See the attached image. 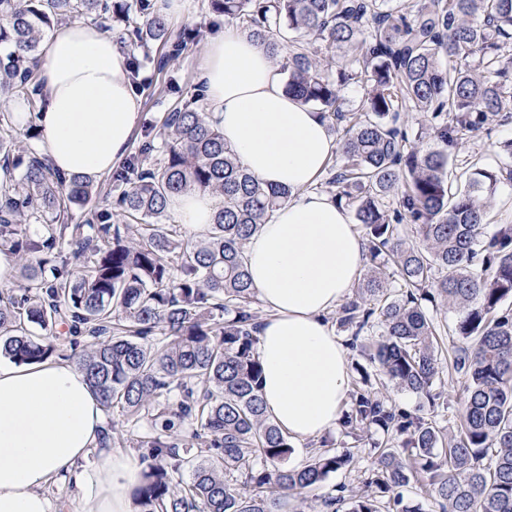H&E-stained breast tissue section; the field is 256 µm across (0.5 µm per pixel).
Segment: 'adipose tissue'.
I'll return each mask as SVG.
<instances>
[{
	"instance_id": "ef3b65f1",
	"label": "adipose tissue",
	"mask_w": 512,
	"mask_h": 512,
	"mask_svg": "<svg viewBox=\"0 0 512 512\" xmlns=\"http://www.w3.org/2000/svg\"><path fill=\"white\" fill-rule=\"evenodd\" d=\"M40 147L68 176L110 174L141 118L129 55L95 25H63L38 66ZM210 122L262 183L292 196L250 237L245 261L266 310L258 333L259 394L267 416L295 439L336 428L349 389L346 351L328 319L361 277L364 245L347 210L314 185L337 149L321 112L285 90L257 41L232 26L204 48L200 75ZM187 231L205 233L218 200L172 196ZM112 430L75 362L0 360V512H56L54 485L75 489L84 512H135L143 465L104 445Z\"/></svg>"
}]
</instances>
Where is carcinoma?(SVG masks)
Instances as JSON below:
<instances>
[{"mask_svg":"<svg viewBox=\"0 0 512 512\" xmlns=\"http://www.w3.org/2000/svg\"><path fill=\"white\" fill-rule=\"evenodd\" d=\"M209 6L280 62L288 93L336 121L342 164L328 184L335 200L354 207L368 265L336 316L352 330L350 346L381 328L371 362L435 412L448 397L440 326L424 303L457 312L460 426L443 434L429 417L393 404L355 364L342 431L362 441L374 429L384 440L371 443L361 485L337 486L323 512H420L404 501L412 482L435 512H512V310L503 308L512 299V224L484 238L495 175L478 170L464 190L448 181L461 136L512 110V0H414L410 11L389 0ZM85 15L108 21L105 31L130 52L134 78L146 61L167 67L199 35L175 32L152 0H0V92L28 106L23 143L11 135L13 113H0V169L10 176L0 187V247L18 255L26 281L0 292V357L19 365L50 358L58 323L95 339L77 364L104 409L150 421L138 441L152 463L134 492L137 512H280L283 497L353 464L351 453L323 440L305 465H285L291 439L266 417L258 392L261 316L245 244L291 191L265 187L189 101L163 117L161 146L143 141L112 172L108 201L87 223H60L97 190L54 170L37 144L39 45L54 26ZM157 42L171 50L153 56ZM324 47L344 53L334 78L319 56ZM358 82L367 97L362 112H349L341 92ZM403 112L422 115L436 146L409 139ZM395 190L392 208L386 198ZM188 191L219 199L195 242L165 223L170 196ZM30 224L41 228L35 237ZM402 224L418 242L400 236ZM69 256L89 269L70 270ZM185 425L200 448L194 464L177 442Z\"/></svg>","mask_w":512,"mask_h":512,"instance_id":"obj_1","label":"carcinoma"}]
</instances>
